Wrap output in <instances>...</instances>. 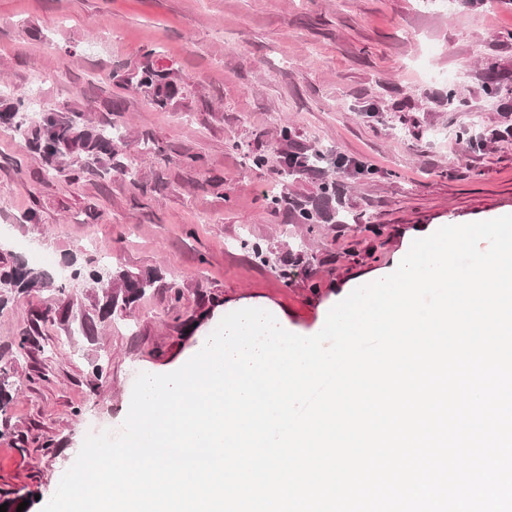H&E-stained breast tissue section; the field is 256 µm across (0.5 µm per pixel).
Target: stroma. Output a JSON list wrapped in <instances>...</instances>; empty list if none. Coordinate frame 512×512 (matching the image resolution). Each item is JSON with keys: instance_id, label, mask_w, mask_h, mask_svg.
Segmentation results:
<instances>
[{"instance_id": "obj_1", "label": "stroma", "mask_w": 512, "mask_h": 512, "mask_svg": "<svg viewBox=\"0 0 512 512\" xmlns=\"http://www.w3.org/2000/svg\"><path fill=\"white\" fill-rule=\"evenodd\" d=\"M147 62L179 79L166 107L128 84ZM492 71L494 98L484 91ZM34 89L42 108L111 128L136 176L48 174L0 124V260L26 261L55 284L0 308V366L17 386L0 413V493L36 494L30 512L87 434L121 427L137 375L180 367L228 313L258 306L314 335L357 280L388 274L429 230L512 214L507 0H0V95ZM284 124L325 154L321 173L282 181ZM462 128L470 142L456 140ZM255 154L266 167L252 166ZM326 178L345 223L309 232L266 203L273 190L316 195ZM32 210L38 223H24ZM245 239L309 261L262 263ZM71 253L162 276L131 315L89 337L80 322L92 288L71 279ZM206 293L221 304L186 333L180 323ZM33 326L36 343L18 350Z\"/></svg>"}]
</instances>
